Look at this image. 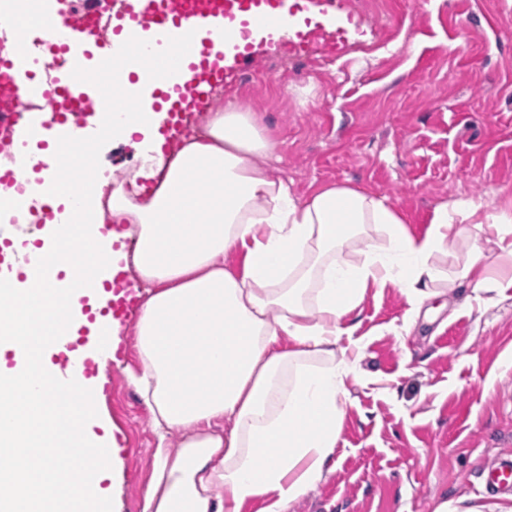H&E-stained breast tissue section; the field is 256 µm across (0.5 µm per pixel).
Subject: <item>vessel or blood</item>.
Instances as JSON below:
<instances>
[{"mask_svg": "<svg viewBox=\"0 0 512 512\" xmlns=\"http://www.w3.org/2000/svg\"><path fill=\"white\" fill-rule=\"evenodd\" d=\"M41 3L37 20L27 27L28 36L40 40L44 25H51L57 31L54 49L67 61L90 71L103 55L131 62L146 80H154L155 71L164 72V80L154 81L152 116L168 141L179 137L187 112L203 105L210 89L239 83L260 46L282 45L298 56L332 59L358 44L363 34L346 0H121L117 11L111 0H88L92 15H110L114 23V37L101 43L92 28L73 25L69 0ZM219 28L224 31L220 43L214 39ZM41 67V57L33 54L0 58L10 94L22 98L39 91L50 106L46 112L0 114V126L9 129L13 141L12 166L0 172V191L5 193L18 175L33 169V139L80 147L88 137L107 130L113 113L133 103L128 94L107 99L101 83L73 79L65 68L49 88L37 89L33 79ZM104 290L110 296L107 308L87 316L93 325L91 341L70 342L57 352L54 362L60 369L77 366L85 377L96 376L97 347L107 322L128 323L136 306L135 290L116 274L105 281ZM482 475L486 490L511 491L512 455H501Z\"/></svg>", "mask_w": 512, "mask_h": 512, "instance_id": "b4317fda", "label": "vessel or blood"}]
</instances>
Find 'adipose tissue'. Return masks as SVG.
Wrapping results in <instances>:
<instances>
[{
	"instance_id": "ef3b65f1",
	"label": "adipose tissue",
	"mask_w": 512,
	"mask_h": 512,
	"mask_svg": "<svg viewBox=\"0 0 512 512\" xmlns=\"http://www.w3.org/2000/svg\"><path fill=\"white\" fill-rule=\"evenodd\" d=\"M108 137L134 143L142 162L128 187L89 174L63 198L80 227L54 254L67 287L0 288V512H109L103 488L83 479L115 466L108 436L93 431L102 384L60 372L51 349L85 323L86 288L121 257L104 225H130L138 243L121 258L151 287L127 372L160 437L142 512H243L256 501L288 512L336 450L356 370L336 344L355 332L368 289L398 288L417 310L446 282L476 295L503 286L490 270L512 256V208L443 203L417 236L387 197L362 189L297 199L260 162L271 142L255 114L235 105L208 113L204 134L168 157L145 153L158 134L144 113L114 114ZM452 239L466 253L449 275L436 259ZM231 254L237 267L225 263ZM49 310L55 321L43 319ZM68 387L83 389L80 403ZM59 442L80 448L65 477L40 453Z\"/></svg>"
}]
</instances>
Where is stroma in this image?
Returning <instances> with one entry per match:
<instances>
[{
	"instance_id": "35a3bbf8",
	"label": "stroma",
	"mask_w": 512,
	"mask_h": 512,
	"mask_svg": "<svg viewBox=\"0 0 512 512\" xmlns=\"http://www.w3.org/2000/svg\"><path fill=\"white\" fill-rule=\"evenodd\" d=\"M366 44L333 60L278 69L273 51L225 102L257 114L273 176L305 198L323 185L387 197L412 234L460 198L512 200V0H353ZM339 348L358 356L335 454L288 512H512V493L480 473L512 452V287L474 299L456 287L413 314L399 289H369ZM111 362L98 414L118 436L108 482L117 512H141L157 437L125 378L133 330ZM468 406L466 424L456 411Z\"/></svg>"
}]
</instances>
